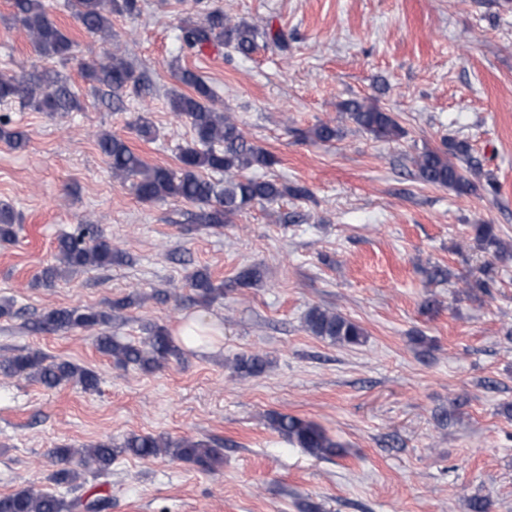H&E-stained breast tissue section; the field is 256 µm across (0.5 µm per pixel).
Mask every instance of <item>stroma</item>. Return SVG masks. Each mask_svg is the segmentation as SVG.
<instances>
[{"label":"stroma","mask_w":512,"mask_h":512,"mask_svg":"<svg viewBox=\"0 0 512 512\" xmlns=\"http://www.w3.org/2000/svg\"><path fill=\"white\" fill-rule=\"evenodd\" d=\"M207 3L280 33L286 49L183 53L177 36L199 13L194 0H142L140 14L113 16L104 41L52 0L53 17L79 43L64 71L83 109L0 106L28 136L22 150L0 142V203L21 217L17 240L0 243V301L13 304L0 317V355L37 349L100 379L87 392L0 377V495L55 491L51 449L163 433L222 448L223 466L118 457L111 512H468L473 496L512 512V0ZM114 52L150 81L149 92L128 90L118 107L81 75L83 63ZM41 64L26 31L0 23V69L21 76ZM181 68L204 76L217 107L276 157L259 177L306 186L310 197L288 195L206 228L194 221L198 205L144 201L113 177L98 147L103 132L124 137L150 165L177 168L178 147L191 138L169 106ZM353 98L393 113L403 136L383 141L359 129L340 110ZM141 113L157 128L153 141L131 128ZM321 122L336 125L335 140L306 138ZM448 137L471 146L479 166L471 193L417 176L413 157ZM78 224L99 225L129 262L35 285L58 236ZM478 224L493 225L505 254L480 249ZM487 262L489 293L468 292L463 279ZM251 265L262 281L231 289ZM437 266L447 281L431 279ZM200 269L228 286L209 304L187 285ZM129 295L135 305L112 317L122 339L197 313L224 334L215 350H187L146 373L102 355L95 331L28 329L49 310ZM430 297L440 303L432 312L423 307ZM313 305L359 323L364 344L308 333L303 316ZM252 353L268 359L265 372L235 373L233 359ZM441 410L444 429L434 421ZM274 413L316 423L344 455L317 459L289 444L270 426Z\"/></svg>","instance_id":"1"}]
</instances>
